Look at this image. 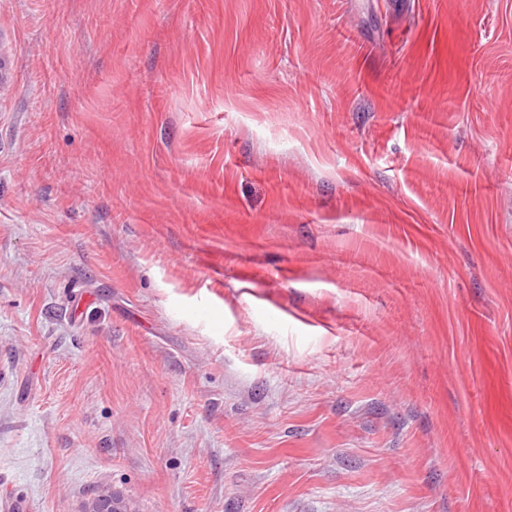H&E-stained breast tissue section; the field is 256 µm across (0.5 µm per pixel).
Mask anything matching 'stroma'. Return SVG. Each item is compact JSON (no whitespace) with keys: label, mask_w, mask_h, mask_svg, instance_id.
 Wrapping results in <instances>:
<instances>
[{"label":"stroma","mask_w":512,"mask_h":512,"mask_svg":"<svg viewBox=\"0 0 512 512\" xmlns=\"http://www.w3.org/2000/svg\"><path fill=\"white\" fill-rule=\"evenodd\" d=\"M512 512V0H0V503Z\"/></svg>","instance_id":"stroma-1"}]
</instances>
